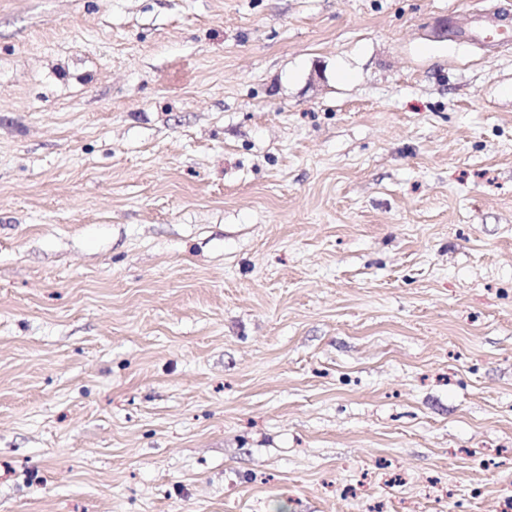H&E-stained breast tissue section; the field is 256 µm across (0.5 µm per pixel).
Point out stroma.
<instances>
[{"mask_svg":"<svg viewBox=\"0 0 512 512\" xmlns=\"http://www.w3.org/2000/svg\"><path fill=\"white\" fill-rule=\"evenodd\" d=\"M512 0H0V512H499ZM448 37L463 39L474 45H512V16L509 8L498 6L478 14L466 28L448 26Z\"/></svg>","mask_w":512,"mask_h":512,"instance_id":"obj_1","label":"stroma"}]
</instances>
